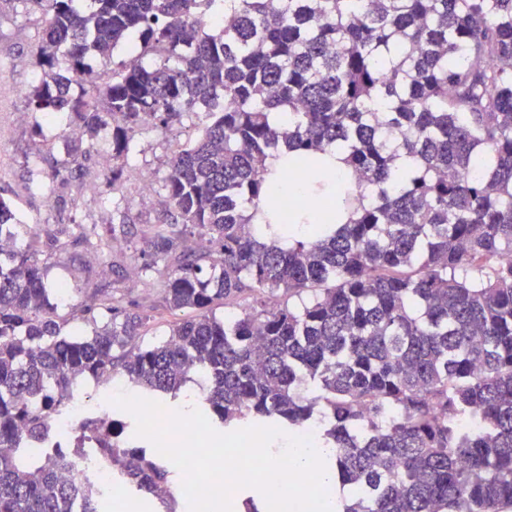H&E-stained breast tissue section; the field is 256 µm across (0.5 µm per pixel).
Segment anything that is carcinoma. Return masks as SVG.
<instances>
[{"instance_id": "cac0c4a2", "label": "carcinoma", "mask_w": 512, "mask_h": 512, "mask_svg": "<svg viewBox=\"0 0 512 512\" xmlns=\"http://www.w3.org/2000/svg\"><path fill=\"white\" fill-rule=\"evenodd\" d=\"M16 2L42 22L25 110L67 113L71 165L112 135L104 187L143 116L205 122L164 179L184 229L156 234L138 267L172 263L163 303L198 314L156 343H135L144 316L114 299L71 331L36 231L0 197V512H92L50 436L83 380L118 374L163 400L198 373L231 431L321 423L325 467L355 490L336 512L512 506V0ZM93 60L111 71L101 85ZM283 146L295 157L268 169ZM328 148L350 167L334 185L314 159ZM298 179L318 192L313 238L282 229ZM73 244L107 254L86 227ZM276 290L311 297L269 308ZM247 292L255 306L216 316ZM114 427L78 430L165 495L161 459ZM33 444L49 450L29 464Z\"/></svg>"}]
</instances>
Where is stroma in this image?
Returning a JSON list of instances; mask_svg holds the SVG:
<instances>
[{"label": "stroma", "mask_w": 512, "mask_h": 512, "mask_svg": "<svg viewBox=\"0 0 512 512\" xmlns=\"http://www.w3.org/2000/svg\"><path fill=\"white\" fill-rule=\"evenodd\" d=\"M37 33L36 19L23 15L16 0H0V80L25 87L38 80L40 70L32 57ZM67 122L63 114L54 120L25 114L22 98L0 96V127L7 130L0 141V196L12 201L24 223L57 236V244L43 239L36 250L49 267L50 282L63 281L71 289L70 297L60 307L62 316H69L76 307L93 306L114 296L122 299L126 308L148 316V323L137 331L139 343L156 342L192 312L164 307L162 273L145 277L138 275L135 267L142 252L149 250L153 236L166 230L170 221L168 198L161 185L168 162L176 149L196 136L203 118L198 115L186 119L166 132L150 128L139 132L135 153L129 160L130 175L114 190L115 197L122 201L117 208L86 190L90 177L106 173L95 153L84 161L82 171L67 169L71 188L63 200L49 199L43 191H28L32 176L26 156L36 152L47 135L54 139L49 163L67 160L69 147L57 137ZM144 170L151 172L156 181L147 195L139 190V174ZM81 224L95 225L101 238L111 241V257L99 260L90 252L69 247L70 236Z\"/></svg>", "instance_id": "1"}]
</instances>
